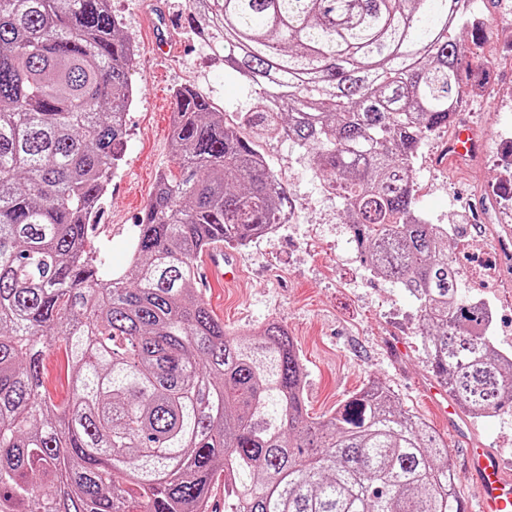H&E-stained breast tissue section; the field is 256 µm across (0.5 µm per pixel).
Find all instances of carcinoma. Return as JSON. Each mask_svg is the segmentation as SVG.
I'll return each mask as SVG.
<instances>
[{
  "mask_svg": "<svg viewBox=\"0 0 512 512\" xmlns=\"http://www.w3.org/2000/svg\"><path fill=\"white\" fill-rule=\"evenodd\" d=\"M461 0H214L224 65L281 101L235 122L174 92L179 174L138 223L133 277L105 274L88 225L122 161L136 54L110 0H0V512H464L448 445L372 385L323 422L277 321L231 333L197 288L214 244L278 224L256 142L284 135L337 195L374 274L416 303L431 373L472 418L512 407V359L448 230L415 210L414 165L462 98ZM63 347L72 400L42 388Z\"/></svg>",
  "mask_w": 512,
  "mask_h": 512,
  "instance_id": "cac0c4a2",
  "label": "carcinoma"
}]
</instances>
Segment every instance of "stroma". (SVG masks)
Masks as SVG:
<instances>
[{
	"label": "stroma",
	"mask_w": 512,
	"mask_h": 512,
	"mask_svg": "<svg viewBox=\"0 0 512 512\" xmlns=\"http://www.w3.org/2000/svg\"><path fill=\"white\" fill-rule=\"evenodd\" d=\"M162 25L182 48L174 55H156L154 26L143 16L147 0H110L124 36L136 50L133 81L136 94L127 114L123 160L103 199L89 234L93 251L107 260V271L130 273L129 246L151 199L161 172L172 168L173 93L187 86L236 118L265 106L258 89L224 66V37L212 22L210 0H160ZM494 28L472 42L465 28L451 36L462 43L463 74L482 78L479 94L463 89L467 105L458 120L483 137L480 151L453 169L435 166V155L452 136L437 130L415 163L416 208L430 223L451 227L449 251L463 238L477 234L505 251L498 276L488 288L496 303L501 328L493 338L502 344L512 332V181L502 180L499 158L512 148V0H475ZM270 169L289 200L290 221L269 240L240 250L246 274L232 288L215 280L201 296L230 332H241L270 321L285 325L294 337L305 370V408L316 422L327 420L345 401L371 383L385 385L402 408L424 419L448 445V462L457 466L463 441L449 428L426 390L431 372L417 331L416 305L401 288L371 273L350 242V230L339 201L323 190L321 177L308 157L286 139L260 142ZM400 340L401 360L392 361L389 341ZM46 393L57 408L71 395L70 377L61 350L43 354ZM467 436L498 449L512 470V408L498 416L469 423Z\"/></svg>",
	"instance_id": "obj_1"
}]
</instances>
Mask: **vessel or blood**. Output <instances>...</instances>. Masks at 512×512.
<instances>
[{
	"instance_id": "obj_1",
	"label": "vessel or blood",
	"mask_w": 512,
	"mask_h": 512,
	"mask_svg": "<svg viewBox=\"0 0 512 512\" xmlns=\"http://www.w3.org/2000/svg\"><path fill=\"white\" fill-rule=\"evenodd\" d=\"M477 146L472 131L467 126H457L450 143L436 155L435 164L446 166L449 159L469 155ZM204 268L208 276L221 277L228 285L242 272L237 257L220 246L209 251ZM460 478L473 488L478 512H512V473L492 449L480 444L466 448Z\"/></svg>"
}]
</instances>
